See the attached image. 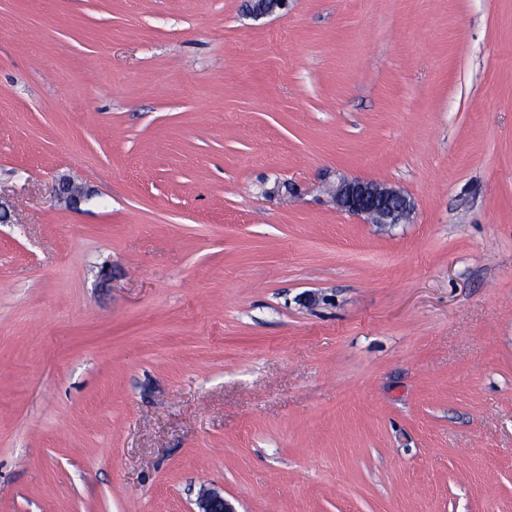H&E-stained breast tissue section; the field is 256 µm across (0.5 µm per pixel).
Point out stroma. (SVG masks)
<instances>
[{
  "mask_svg": "<svg viewBox=\"0 0 512 512\" xmlns=\"http://www.w3.org/2000/svg\"><path fill=\"white\" fill-rule=\"evenodd\" d=\"M0 197V512H512V0H0ZM334 198L341 210L364 217L371 224H402L413 210L401 190L364 180L341 184ZM197 506V512H237L223 495L209 490L200 495Z\"/></svg>",
  "mask_w": 512,
  "mask_h": 512,
  "instance_id": "stroma-1",
  "label": "stroma"
}]
</instances>
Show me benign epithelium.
Wrapping results in <instances>:
<instances>
[{
  "mask_svg": "<svg viewBox=\"0 0 512 512\" xmlns=\"http://www.w3.org/2000/svg\"><path fill=\"white\" fill-rule=\"evenodd\" d=\"M55 197L72 206L80 201L78 188L66 178L58 180ZM334 198L341 210L364 217L372 224H401L409 219L413 210L410 200L401 190L364 180L341 184ZM197 506L198 512H236L223 495L209 490L200 495Z\"/></svg>",
  "mask_w": 512,
  "mask_h": 512,
  "instance_id": "7a95c632",
  "label": "benign epithelium"
}]
</instances>
